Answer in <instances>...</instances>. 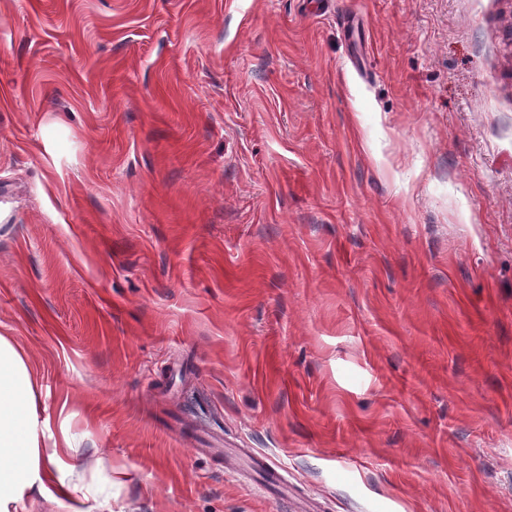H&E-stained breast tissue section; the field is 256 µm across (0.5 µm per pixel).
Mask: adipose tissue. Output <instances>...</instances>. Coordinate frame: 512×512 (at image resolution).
<instances>
[{
	"label": "adipose tissue",
	"instance_id": "obj_1",
	"mask_svg": "<svg viewBox=\"0 0 512 512\" xmlns=\"http://www.w3.org/2000/svg\"><path fill=\"white\" fill-rule=\"evenodd\" d=\"M37 374L12 338L0 335V512H29L25 495L38 492L66 512H112L117 485L101 462L85 481L70 459L80 438L66 426L38 419Z\"/></svg>",
	"mask_w": 512,
	"mask_h": 512
}]
</instances>
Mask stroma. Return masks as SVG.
Returning a JSON list of instances; mask_svg holds the SVG:
<instances>
[{
    "label": "stroma",
    "mask_w": 512,
    "mask_h": 512,
    "mask_svg": "<svg viewBox=\"0 0 512 512\" xmlns=\"http://www.w3.org/2000/svg\"><path fill=\"white\" fill-rule=\"evenodd\" d=\"M1 334L115 512H512V0H0Z\"/></svg>",
    "instance_id": "stroma-1"
}]
</instances>
